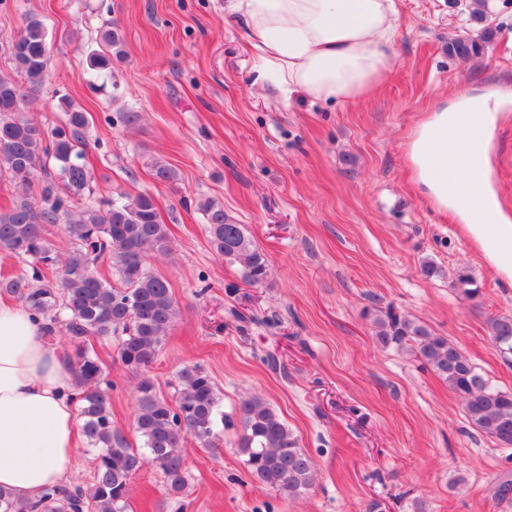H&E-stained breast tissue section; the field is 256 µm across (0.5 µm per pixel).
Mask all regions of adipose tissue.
<instances>
[{"label": "adipose tissue", "mask_w": 512, "mask_h": 512, "mask_svg": "<svg viewBox=\"0 0 512 512\" xmlns=\"http://www.w3.org/2000/svg\"><path fill=\"white\" fill-rule=\"evenodd\" d=\"M242 18L256 83L282 99L314 102L368 98L392 74L398 30L395 0H224ZM495 94L461 95L428 113L408 144L418 182L439 207L455 208L496 269L512 281V221L471 181L452 176L475 156ZM79 390L56 335L20 304L0 300V489L23 500L66 481L80 446Z\"/></svg>", "instance_id": "adipose-tissue-1"}]
</instances>
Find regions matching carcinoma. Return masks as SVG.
Listing matches in <instances>:
<instances>
[{
    "label": "carcinoma",
    "mask_w": 512,
    "mask_h": 512,
    "mask_svg": "<svg viewBox=\"0 0 512 512\" xmlns=\"http://www.w3.org/2000/svg\"><path fill=\"white\" fill-rule=\"evenodd\" d=\"M493 37L486 30L478 39H452L448 53L474 56L481 43ZM100 41V49L89 54L94 72L111 68L112 49L121 44L118 29H104ZM10 57L27 83L0 75V171L23 196L0 210V252L23 260L25 266L0 277V295L13 298L69 338L68 359L82 391V430L88 448L95 451V468L90 487H53L36 503L18 502L0 491V512H127L129 481L146 466L161 473L170 493L185 489L184 441L193 437L207 448L215 447L224 413L213 379L202 366L187 365L177 372L171 399L157 390L150 374L177 316L169 281L148 268L152 256L171 251L168 228L153 197L120 193L112 199H91L94 175L83 150L90 125L85 110L63 101L65 120L51 129L23 113L48 70L49 44L41 17L22 18ZM151 171L162 183L177 180L176 171L161 160L151 163ZM35 184L34 196L30 189ZM198 209L214 251L239 264L245 283L265 284L268 261L244 225L213 200L199 202ZM60 222L72 245L65 258L47 238V227ZM104 261L117 277L114 285L96 271ZM455 284L468 297L479 292L465 269L456 271ZM374 325L382 346L410 348L459 397L475 428L499 447L512 448L511 391L492 384L448 338L392 306L374 318ZM488 331L501 353L512 355V317H489ZM92 339L114 345L116 358L135 378L132 426L143 440L140 448L112 423V383L105 378ZM233 422L238 452L256 486L289 496L312 486L310 456L263 397L241 399Z\"/></svg>",
    "instance_id": "obj_1"
}]
</instances>
